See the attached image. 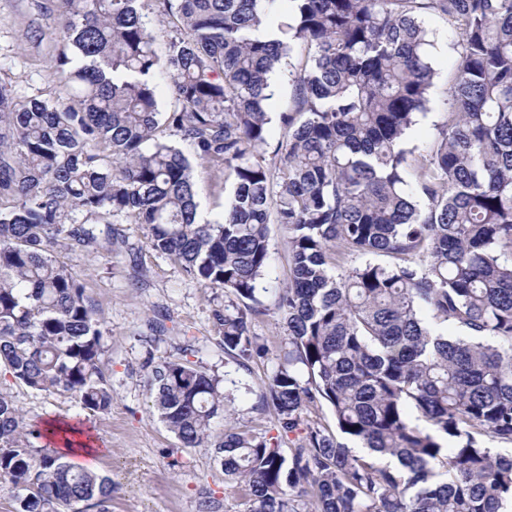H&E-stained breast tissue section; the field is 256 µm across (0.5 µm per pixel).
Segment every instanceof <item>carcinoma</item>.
Wrapping results in <instances>:
<instances>
[{
  "mask_svg": "<svg viewBox=\"0 0 512 512\" xmlns=\"http://www.w3.org/2000/svg\"><path fill=\"white\" fill-rule=\"evenodd\" d=\"M49 2L53 77L79 108L0 80V369L111 409L102 321L66 254L111 250L119 217L230 295L213 325L247 366L266 354L251 323L266 314L278 224L288 351L261 404L294 447L226 424L220 379L185 353L146 379L181 447L214 449L249 512L305 499L310 512H512V456L486 446L512 444V0H288L279 23L280 0ZM429 14L448 21V96L436 138L406 149L435 77ZM152 15L168 25L162 57ZM274 22L282 39L260 40ZM285 69L296 109L280 115L273 165L265 90ZM169 132L234 177L223 221L199 217ZM347 255L367 261L345 269ZM323 403L335 428L304 424ZM55 438L0 390V483L16 512H109L112 480L64 460Z\"/></svg>",
  "mask_w": 512,
  "mask_h": 512,
  "instance_id": "1",
  "label": "carcinoma"
}]
</instances>
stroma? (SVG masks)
Segmentation results:
<instances>
[{
	"mask_svg": "<svg viewBox=\"0 0 512 512\" xmlns=\"http://www.w3.org/2000/svg\"><path fill=\"white\" fill-rule=\"evenodd\" d=\"M47 0H0V79L21 96L64 97L51 76V59L58 49L57 18ZM434 46L431 62L437 72L429 111L409 135L420 146L433 138L442 120L448 92L451 57L448 23L440 16L426 18ZM199 213L220 219L234 180L195 165ZM119 242L111 254L79 252L71 257L86 294L104 320V359L112 388L110 411L93 413L65 395L47 396L10 377L0 375V389L12 396L33 425L59 419L80 422L89 430L95 451L82 464L112 480L110 512H247L241 489L225 481L210 448L181 447L149 406L144 386L149 359L180 355L192 349L211 374L232 394V425L259 436H274L278 423L273 410H257L274 358L288 349L287 338L273 314L253 320L251 331L261 337L268 356L238 366L225 355L212 322V310L223 304L224 293L202 287L164 255L146 245L137 224L117 221ZM270 268L265 292L258 298L273 307L276 288L288 281V252L278 226L270 228Z\"/></svg>",
	"mask_w": 512,
	"mask_h": 512,
	"instance_id": "stroma-1",
	"label": "stroma"
}]
</instances>
